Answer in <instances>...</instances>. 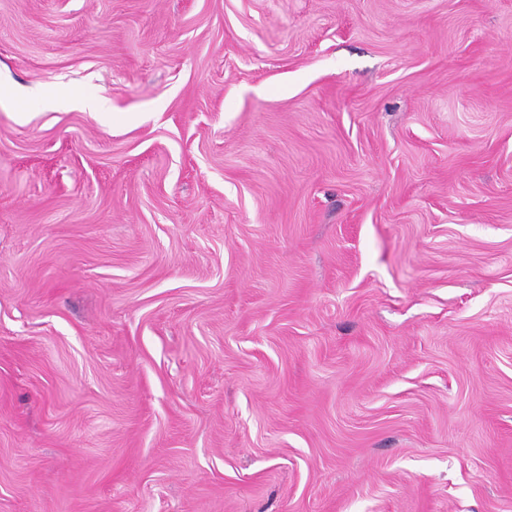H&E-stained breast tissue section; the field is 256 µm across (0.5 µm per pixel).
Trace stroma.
<instances>
[{
	"label": "stroma",
	"mask_w": 512,
	"mask_h": 512,
	"mask_svg": "<svg viewBox=\"0 0 512 512\" xmlns=\"http://www.w3.org/2000/svg\"><path fill=\"white\" fill-rule=\"evenodd\" d=\"M0 512H512V0H0Z\"/></svg>",
	"instance_id": "35a3bbf8"
}]
</instances>
